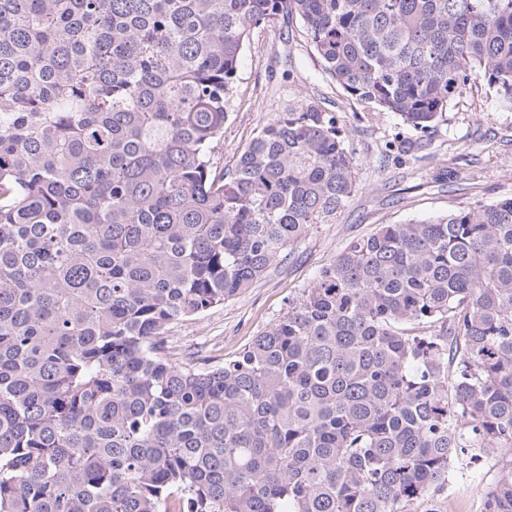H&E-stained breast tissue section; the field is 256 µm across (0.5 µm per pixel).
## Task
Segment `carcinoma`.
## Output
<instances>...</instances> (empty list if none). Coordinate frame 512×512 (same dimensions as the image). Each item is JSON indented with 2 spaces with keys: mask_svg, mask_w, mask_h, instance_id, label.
<instances>
[{
  "mask_svg": "<svg viewBox=\"0 0 512 512\" xmlns=\"http://www.w3.org/2000/svg\"><path fill=\"white\" fill-rule=\"evenodd\" d=\"M426 132L512 108V0H0V512H411L478 454L512 512V196L351 239L217 364L170 327L250 288L356 189L336 115L220 170L251 31Z\"/></svg>",
  "mask_w": 512,
  "mask_h": 512,
  "instance_id": "cac0c4a2",
  "label": "carcinoma"
}]
</instances>
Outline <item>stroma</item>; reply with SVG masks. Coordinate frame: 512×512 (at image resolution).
Returning a JSON list of instances; mask_svg holds the SVG:
<instances>
[{
	"mask_svg": "<svg viewBox=\"0 0 512 512\" xmlns=\"http://www.w3.org/2000/svg\"><path fill=\"white\" fill-rule=\"evenodd\" d=\"M333 112L357 164L358 188L330 224L314 225L291 254L265 277L224 305L176 323L168 345L177 358L196 354L216 363L234 355L282 315L317 272L352 238L382 224L448 213L470 202L512 196V111L502 110L483 82L456 99L442 122L422 133L388 112H370L325 75L298 22L255 30L247 42L235 105L215 155L231 167L263 125L303 97ZM494 458L463 467L446 512H477L484 487L496 477Z\"/></svg>",
	"mask_w": 512,
	"mask_h": 512,
	"instance_id": "obj_1",
	"label": "stroma"
}]
</instances>
